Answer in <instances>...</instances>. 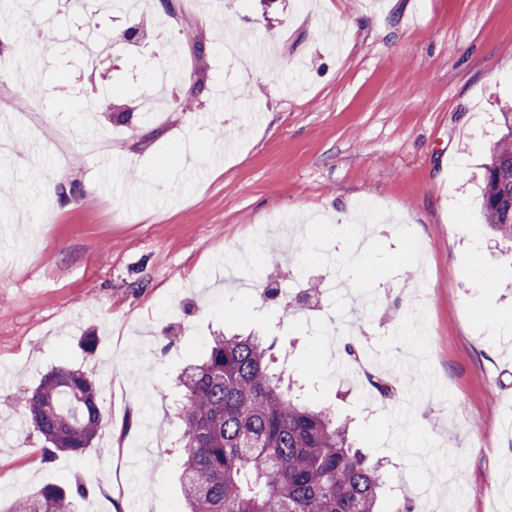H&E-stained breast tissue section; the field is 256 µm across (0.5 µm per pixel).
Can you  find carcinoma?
I'll use <instances>...</instances> for the list:
<instances>
[{"instance_id": "carcinoma-1", "label": "carcinoma", "mask_w": 512, "mask_h": 512, "mask_svg": "<svg viewBox=\"0 0 512 512\" xmlns=\"http://www.w3.org/2000/svg\"><path fill=\"white\" fill-rule=\"evenodd\" d=\"M485 166L481 213L512 241V108ZM255 334L211 337L204 359L179 378L181 486L186 512H378L384 470L348 441L347 425L313 409L270 369ZM46 443L43 460L92 445L103 413L84 373L58 368L24 397ZM86 485H46L0 512H75Z\"/></svg>"}]
</instances>
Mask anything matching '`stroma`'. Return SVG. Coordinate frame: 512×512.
I'll return each mask as SVG.
<instances>
[{
    "mask_svg": "<svg viewBox=\"0 0 512 512\" xmlns=\"http://www.w3.org/2000/svg\"><path fill=\"white\" fill-rule=\"evenodd\" d=\"M95 2L87 17L12 0L21 22L0 28L22 69L24 20L48 34L35 132L13 124L27 90L0 73V501L80 478L78 512H129L116 481L136 473L139 512H181L174 379L214 332L243 328L385 461L380 512L404 485L439 512H512V332L476 312L512 311V243L479 220L512 105V0H140L130 16ZM90 25L121 48L85 56ZM169 54L182 76L162 87ZM96 123L102 157L81 146ZM318 224L341 230L303 260ZM473 252L496 276L482 295L458 271ZM349 345L376 351L393 399L340 371ZM59 367L94 380L104 419L91 448L47 464L20 399Z\"/></svg>",
    "mask_w": 512,
    "mask_h": 512,
    "instance_id": "35a3bbf8",
    "label": "stroma"
}]
</instances>
